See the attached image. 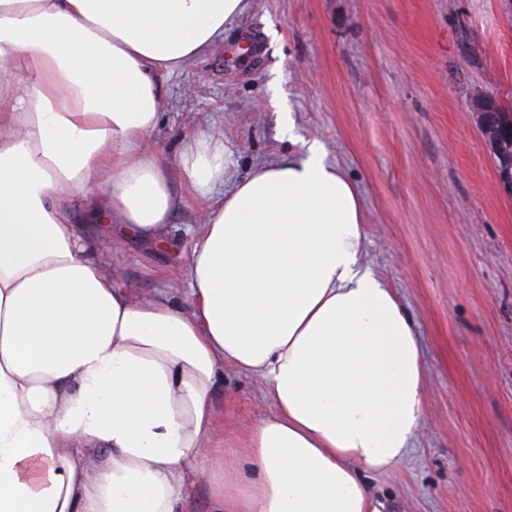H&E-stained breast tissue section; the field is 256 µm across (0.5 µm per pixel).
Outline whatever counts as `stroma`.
I'll use <instances>...</instances> for the list:
<instances>
[{
  "label": "stroma",
  "instance_id": "stroma-1",
  "mask_svg": "<svg viewBox=\"0 0 512 512\" xmlns=\"http://www.w3.org/2000/svg\"><path fill=\"white\" fill-rule=\"evenodd\" d=\"M162 91L151 144L169 156L220 136L242 178L318 140L357 187L364 263L413 318L428 380L414 448L370 478L388 512H512V196L472 109L489 94L512 112V0H250ZM198 220L191 202L169 246L103 232L96 246L124 287L164 272L185 305ZM213 403L228 431L270 406L229 370Z\"/></svg>",
  "mask_w": 512,
  "mask_h": 512
}]
</instances>
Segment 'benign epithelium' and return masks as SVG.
Wrapping results in <instances>:
<instances>
[{
  "label": "benign epithelium",
  "instance_id": "benign-epithelium-1",
  "mask_svg": "<svg viewBox=\"0 0 512 512\" xmlns=\"http://www.w3.org/2000/svg\"><path fill=\"white\" fill-rule=\"evenodd\" d=\"M496 106L495 99L487 94L477 101L480 129L495 159L499 187L512 196V118L495 111Z\"/></svg>",
  "mask_w": 512,
  "mask_h": 512
}]
</instances>
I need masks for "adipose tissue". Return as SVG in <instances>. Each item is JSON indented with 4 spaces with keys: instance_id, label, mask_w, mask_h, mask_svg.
<instances>
[{
    "instance_id": "ef3b65f1",
    "label": "adipose tissue",
    "mask_w": 512,
    "mask_h": 512,
    "mask_svg": "<svg viewBox=\"0 0 512 512\" xmlns=\"http://www.w3.org/2000/svg\"><path fill=\"white\" fill-rule=\"evenodd\" d=\"M248 0H0V512H383L366 480L404 462L427 410L423 345L364 267L366 209L322 145L232 179L224 141L150 146L162 74ZM199 201L190 309L121 287L83 208L165 245ZM268 412L214 445L225 368ZM215 466L197 470L199 457ZM187 493L190 503V512L212 511V497L207 484L190 477L187 482Z\"/></svg>"
}]
</instances>
